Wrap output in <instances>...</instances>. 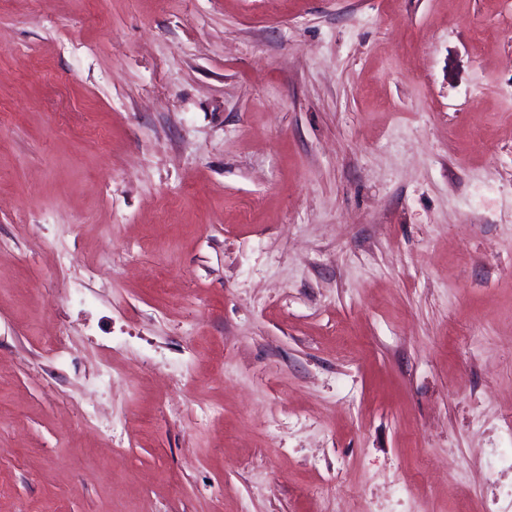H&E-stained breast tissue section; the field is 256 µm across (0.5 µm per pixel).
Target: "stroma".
<instances>
[{"mask_svg":"<svg viewBox=\"0 0 512 512\" xmlns=\"http://www.w3.org/2000/svg\"><path fill=\"white\" fill-rule=\"evenodd\" d=\"M0 512H512V0H0Z\"/></svg>","mask_w":512,"mask_h":512,"instance_id":"1","label":"stroma"}]
</instances>
